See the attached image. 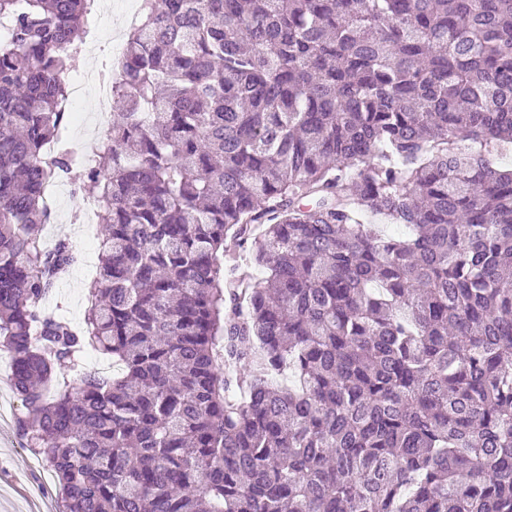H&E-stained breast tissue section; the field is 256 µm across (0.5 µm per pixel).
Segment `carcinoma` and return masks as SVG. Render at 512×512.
<instances>
[{"mask_svg": "<svg viewBox=\"0 0 512 512\" xmlns=\"http://www.w3.org/2000/svg\"><path fill=\"white\" fill-rule=\"evenodd\" d=\"M95 5L0 0V350L62 512H512V0H141L89 166ZM59 179L83 329L39 308ZM91 196V189L85 187L74 191L71 185L61 188L58 202L53 209L52 224L38 226V236L45 247H52L57 239L67 238L79 255V262L47 294L41 302L45 312L60 314L76 326L83 325L84 314L88 306L87 287L95 275L98 245L101 240V225L98 224V236L82 238L73 234L77 224V210L82 209ZM85 255H91L94 266L91 271L83 264Z\"/></svg>", "mask_w": 512, "mask_h": 512, "instance_id": "obj_1", "label": "carcinoma"}]
</instances>
